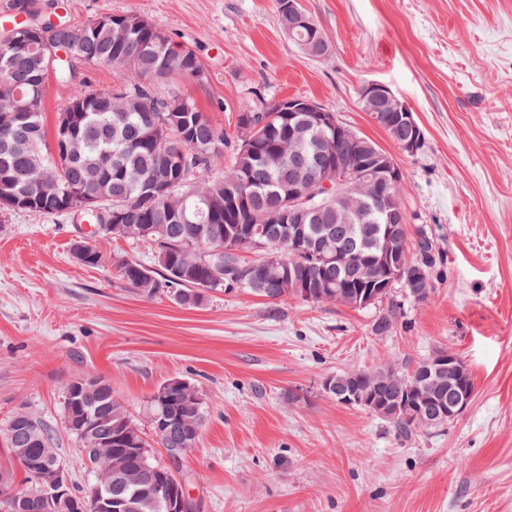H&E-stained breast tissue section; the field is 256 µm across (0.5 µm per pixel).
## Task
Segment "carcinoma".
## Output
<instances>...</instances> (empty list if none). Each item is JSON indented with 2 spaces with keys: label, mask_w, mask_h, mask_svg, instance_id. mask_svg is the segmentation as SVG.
Here are the masks:
<instances>
[{
  "label": "carcinoma",
  "mask_w": 512,
  "mask_h": 512,
  "mask_svg": "<svg viewBox=\"0 0 512 512\" xmlns=\"http://www.w3.org/2000/svg\"><path fill=\"white\" fill-rule=\"evenodd\" d=\"M277 21L282 30L297 32L296 18L288 13L284 0H276ZM312 28L304 31L309 49L300 53L321 55V39L326 37L321 26L310 20ZM32 47L10 57L0 54V83L13 87L15 93L0 95V113L10 112L18 103H30L32 114L26 122L12 129L19 149L0 152V180L9 179L24 195L36 193L41 178L38 163L45 160L59 171L62 184L78 182L88 167L97 168L101 179L112 189V202L123 209L124 223L103 230L102 217L92 208L83 207L79 197H70V208L81 211L80 221L97 225V231L114 238L145 241L154 250V267L123 256L112 257L117 277L138 295L151 299L161 291L173 294L186 308L200 306L208 292L226 294L243 292L261 297L271 305L299 298L313 304H336L361 309L358 297L375 290L377 284L359 281L354 266L371 258L375 251L379 212L372 209L366 223L356 225L358 247L340 265H325L314 255L291 248L288 236L294 225L288 223V198L281 188L288 182L291 170L300 160L288 153V113L281 111L285 101L246 105L241 113L248 115L254 133L244 140L241 126L228 134L211 116L201 110L195 100L180 90L173 81L198 82L203 64L196 52L174 44L165 31L152 27L132 28L118 41L110 28H91L82 23L64 38L66 55L46 66L38 59L39 38L30 37ZM93 65L109 69L117 78L110 90H93L84 78L77 77V66ZM69 85L72 94L62 112H77L71 134L82 143L79 158L69 156L61 146L60 125H55L54 147L48 149L42 113L49 80ZM350 164L364 160L360 143L341 139L324 143L323 156L305 162L318 168L330 165L336 156ZM167 167L176 190L199 195L204 202L193 204L203 216L189 222L170 217V206L158 192L146 191V183L157 170ZM275 221L263 223L264 215ZM336 217L315 201L306 223L305 233L327 248L336 244ZM263 239L267 248L253 249L248 238ZM254 255L245 259L243 253ZM397 257L403 265L402 278L389 288L378 291L376 304L387 306L375 319L372 331L385 336L397 321L393 289L400 288L412 298L410 285L419 282L422 297L433 290V272L446 263V257L424 228L411 230L403 224ZM105 262L94 241L85 243L80 263L97 267ZM275 263L272 273L267 264ZM310 288L305 296L301 289ZM466 367L458 355L437 351L406 370L391 363L367 371L342 372L332 376L341 387H369L379 384L381 397L390 401L401 395L408 385L419 386L428 394L422 407L423 417L411 418L394 414L386 419L395 433L408 440L420 431L440 429L450 420L442 419L441 408L457 394L473 395L471 376L460 377ZM186 397L174 393L166 397L150 396L147 408L151 424L164 423L154 432L161 448L196 446L201 432L206 403L197 384ZM64 415L68 430L81 443L85 467L94 474L114 469L139 473L136 482L120 486L126 497L147 496L161 501L154 482L152 457L141 460L129 456L116 458L104 449H93L84 440L76 423L90 422L102 431L119 429L126 432L125 448H139L144 442L140 430L132 422L122 400L112 395V387L92 379L79 377L65 386ZM8 448L23 474L26 488L14 487L13 475L0 485V512H66L43 489L34 464L39 460L60 458L54 431L29 413L20 410L9 419L5 430Z\"/></svg>",
  "instance_id": "carcinoma-1"
}]
</instances>
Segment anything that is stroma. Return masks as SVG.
I'll return each instance as SVG.
<instances>
[{
    "mask_svg": "<svg viewBox=\"0 0 512 512\" xmlns=\"http://www.w3.org/2000/svg\"><path fill=\"white\" fill-rule=\"evenodd\" d=\"M57 3L76 22L136 12L192 47L207 81L186 89L225 131L260 99L333 112L395 157L409 221L447 263L426 301L398 297L401 318L377 336L375 305L145 299L111 266L73 258L79 221L0 212V469L12 466L3 433L23 409L54 430L73 483L88 488L66 383L109 382L149 439L148 398L186 378L207 405L179 465L197 512H512V0H302L328 37L319 57L281 30L275 0ZM371 81L414 113L417 153L363 112ZM439 349L463 359L475 394L455 421L412 440L322 390L336 373L406 369Z\"/></svg>",
    "mask_w": 512,
    "mask_h": 512,
    "instance_id": "stroma-1",
    "label": "stroma"
}]
</instances>
